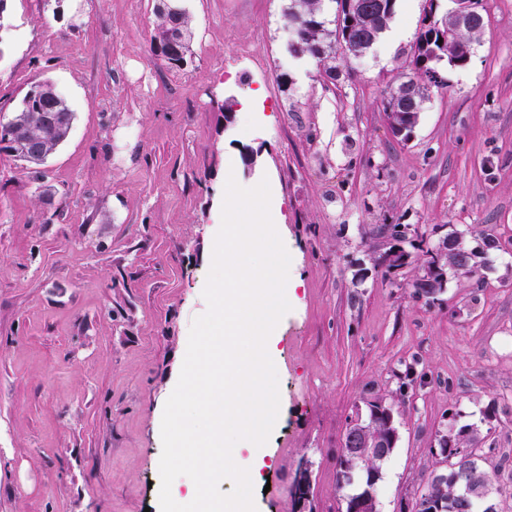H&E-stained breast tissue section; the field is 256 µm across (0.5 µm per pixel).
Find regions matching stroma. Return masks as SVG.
<instances>
[{"mask_svg":"<svg viewBox=\"0 0 512 512\" xmlns=\"http://www.w3.org/2000/svg\"><path fill=\"white\" fill-rule=\"evenodd\" d=\"M183 3L179 70L150 51L157 0H9L0 24V120L43 83L76 113L45 181L0 156V512H159L160 409L207 309L231 176L268 180L301 278L275 329L280 414L257 512H343L337 454L375 398L400 435L377 512L430 481L449 410L511 451L512 0H482L470 62L440 65L406 140L384 102L411 74L426 0H397L388 32L332 75L289 53V0ZM256 89L255 118L239 104ZM386 224L424 238L394 272L377 263ZM454 230L500 247L437 300L416 296L427 250ZM408 366L420 379L405 385Z\"/></svg>","mask_w":512,"mask_h":512,"instance_id":"obj_1","label":"stroma"}]
</instances>
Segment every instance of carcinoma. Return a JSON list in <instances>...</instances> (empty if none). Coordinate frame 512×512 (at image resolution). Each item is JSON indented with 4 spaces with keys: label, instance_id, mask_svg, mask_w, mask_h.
Here are the masks:
<instances>
[{
    "label": "carcinoma",
    "instance_id": "obj_1",
    "mask_svg": "<svg viewBox=\"0 0 512 512\" xmlns=\"http://www.w3.org/2000/svg\"><path fill=\"white\" fill-rule=\"evenodd\" d=\"M374 10L365 14L349 7L348 0H334L335 11L331 19L325 17L323 0H290L286 13L287 20L296 24L302 31L301 38L291 45L290 52L296 56L310 55L321 62L325 70L332 73L336 70V54L346 51L364 52L370 49L388 28L395 12L396 0H371ZM429 11L423 23L410 60L411 70L416 75L430 76L437 66L446 61L454 67H463V57L457 53V45L468 41L462 31L446 27L441 23L437 11L436 0H428ZM156 24L150 37V48L155 54L168 49L172 56L167 59L168 65L179 69L187 63L191 54L190 42L192 33L189 16L184 7L173 12L159 2L155 8ZM412 85L409 93L391 96L384 104V111L389 113L390 126L403 125L406 119L422 111L426 99L427 88L408 79ZM74 119V111L68 101L61 96L52 85H39L21 100L13 117L6 123H0V154L16 156L21 151L19 130L28 127L31 134L41 139L43 152L53 154L66 140ZM474 429L469 425L452 427L448 433L438 439V451H446L452 456L456 449L465 448L474 442ZM479 465L471 471L465 464L458 468L459 476H465L476 482L487 481L497 483L499 471H487L480 465L482 458H477ZM337 478L340 488H346L355 482H361L357 495L375 493L376 484L372 482L378 466L372 462L359 461L349 456L345 449L339 450L337 459ZM456 486L438 484L430 481L418 499L412 505V512L419 509L420 500L426 496H435L448 500L446 512H506L500 504L483 508L476 501H470L468 510L455 499Z\"/></svg>",
    "mask_w": 512,
    "mask_h": 512
}]
</instances>
